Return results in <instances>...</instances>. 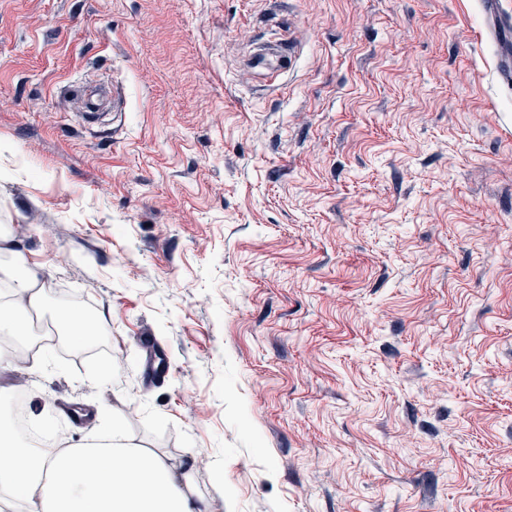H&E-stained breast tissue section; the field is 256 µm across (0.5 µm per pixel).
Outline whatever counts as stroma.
I'll use <instances>...</instances> for the list:
<instances>
[{
	"label": "stroma",
	"mask_w": 512,
	"mask_h": 512,
	"mask_svg": "<svg viewBox=\"0 0 512 512\" xmlns=\"http://www.w3.org/2000/svg\"><path fill=\"white\" fill-rule=\"evenodd\" d=\"M497 54L481 0H0V232L103 325L0 413L117 415L210 512H512Z\"/></svg>",
	"instance_id": "1"
}]
</instances>
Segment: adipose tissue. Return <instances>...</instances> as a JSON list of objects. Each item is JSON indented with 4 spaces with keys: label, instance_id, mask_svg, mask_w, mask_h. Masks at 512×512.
<instances>
[{
    "label": "adipose tissue",
    "instance_id": "adipose-tissue-1",
    "mask_svg": "<svg viewBox=\"0 0 512 512\" xmlns=\"http://www.w3.org/2000/svg\"><path fill=\"white\" fill-rule=\"evenodd\" d=\"M0 281L10 288L0 299V342L26 335L43 309L46 290L24 254L0 233ZM97 442L64 450L22 444L14 426L0 420V491L29 512H209L187 470L131 441L118 418H109Z\"/></svg>",
    "mask_w": 512,
    "mask_h": 512
}]
</instances>
